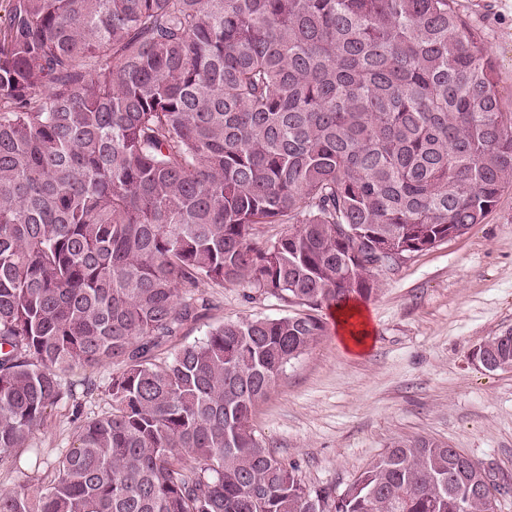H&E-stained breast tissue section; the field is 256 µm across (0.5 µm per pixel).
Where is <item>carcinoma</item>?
I'll return each instance as SVG.
<instances>
[{
	"label": "carcinoma",
	"mask_w": 512,
	"mask_h": 512,
	"mask_svg": "<svg viewBox=\"0 0 512 512\" xmlns=\"http://www.w3.org/2000/svg\"><path fill=\"white\" fill-rule=\"evenodd\" d=\"M512 189V108L457 0H8L0 16V512H495L512 489L400 438L340 494L251 425L318 315ZM280 226L263 244L255 226ZM246 284L300 307L227 321ZM512 370V331L480 346ZM110 409L32 439L76 367ZM27 457H22V453ZM212 300V308L196 322L184 326L179 336L159 348L158 360L171 357L187 344L201 341L206 332L219 323L246 318H278L292 314L297 307H288L268 294H261L246 285H226L224 288H201ZM247 295L253 296L248 298ZM120 366L116 364H104L98 369L94 370H82L74 369L63 376L65 383H80L84 378L95 382L97 389H95L93 395L88 397L82 396V387L77 386V397L79 401L83 403L84 412L88 413V416H94L101 414L109 408V399L105 395L104 390L110 381L112 374L119 371ZM71 406L62 405L47 422V426L37 432L35 441L38 448L45 449L46 462H53L61 450L70 447L72 442L73 424L70 421Z\"/></svg>",
	"instance_id": "1"
}]
</instances>
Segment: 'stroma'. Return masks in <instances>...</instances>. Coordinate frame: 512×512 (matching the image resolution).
Here are the masks:
<instances>
[{
	"label": "stroma",
	"instance_id": "obj_1",
	"mask_svg": "<svg viewBox=\"0 0 512 512\" xmlns=\"http://www.w3.org/2000/svg\"><path fill=\"white\" fill-rule=\"evenodd\" d=\"M483 32L512 98V0H459ZM378 292L361 306L371 338L366 351L342 346L330 327L291 360L252 417L257 434L281 460L298 466L309 488L343 490L390 442L424 436L448 442L512 484V371H488L476 348L512 331V190L466 234L372 271ZM212 307L158 350L159 359L204 339L219 323L278 318L292 309L245 285L207 291ZM115 364L66 373L64 382H95L85 413L109 408L104 390ZM73 425L61 406L37 432L47 460L70 447Z\"/></svg>",
	"mask_w": 512,
	"mask_h": 512
}]
</instances>
